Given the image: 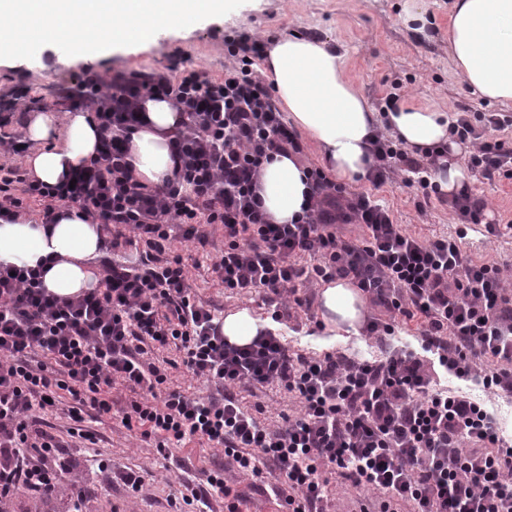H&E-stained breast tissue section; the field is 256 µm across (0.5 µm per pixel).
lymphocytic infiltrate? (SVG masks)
<instances>
[{
	"label": "lymphocytic infiltrate",
	"mask_w": 512,
	"mask_h": 512,
	"mask_svg": "<svg viewBox=\"0 0 512 512\" xmlns=\"http://www.w3.org/2000/svg\"><path fill=\"white\" fill-rule=\"evenodd\" d=\"M267 44L246 30L225 36L220 78L201 69L116 73L94 112L102 131L97 157L71 181L49 186L11 168L0 174L1 221L36 201L42 223L76 206L103 233L99 285L70 299L48 293L43 269L0 267V510L65 486L84 494L67 444L38 422L65 395L75 423L70 437L92 440L81 424L87 414H111L119 381L136 395L125 427L155 438L163 455L195 438L222 450L239 474L260 481L271 468L282 512H325L329 468L354 488L384 494V512L399 502L413 512H512V437L486 403L439 382L445 371L512 396V297L503 271L466 257L455 237L406 232L373 191L399 168L417 178V210L434 198L487 235H499L500 226L484 223L486 204L472 190L449 198L440 192L432 180L438 153L409 156L382 133L371 148L372 191H348L311 164L302 215L275 223L258 194L262 166L275 153L303 155L304 145L254 68ZM147 97L172 101L183 115L173 175L156 186L138 181L128 161L131 131L149 124ZM509 125L512 116L464 109L450 128L472 142L468 166L483 179L512 177V149L485 134ZM174 224L186 241L199 239V225H222L213 274L227 290L261 293L274 321L290 306L309 308L299 289L349 279L374 304L416 322L422 353L310 357L268 329L249 344L228 343L214 309L192 294L183 256L169 252ZM138 246L145 253L137 262L121 256ZM153 343L175 345L188 373L221 386L223 395L168 388L166 374L141 359ZM271 385L300 404L278 430L262 425L236 394ZM213 493L224 512H242V496L218 470L181 500L205 506Z\"/></svg>",
	"instance_id": "1"
}]
</instances>
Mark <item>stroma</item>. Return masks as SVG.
I'll return each mask as SVG.
<instances>
[{"label": "stroma", "instance_id": "35a3bbf8", "mask_svg": "<svg viewBox=\"0 0 512 512\" xmlns=\"http://www.w3.org/2000/svg\"><path fill=\"white\" fill-rule=\"evenodd\" d=\"M426 6V30L421 34L403 23L404 0H245L225 16L200 21L192 31H160L156 45L137 54L116 51L76 60L58 47L46 45L34 59L0 65V100L12 104L8 112L0 114V139L24 135L25 111L32 108L34 97H41L43 107L53 109L56 115H65L68 107L62 101L63 89L74 88L88 72L108 82L119 71H162L170 55L176 53L185 65L223 76L224 37L238 30L275 39L299 33L336 45L348 76L376 109L387 94L394 93L452 115L463 106L472 112L512 114L511 103L489 102L474 95L454 69L448 55L451 0H426ZM404 179V172L399 171L380 188L368 182L361 183L360 188L374 191L409 233L422 237L462 235L464 252L476 261L498 263L503 269V286L512 292V230L506 228L501 236L486 237L476 226L462 223L448 205L436 201L426 213H418L416 190L406 186ZM469 186L486 201L488 222L505 226L512 222V179L490 182L474 175ZM207 232V246L193 241L173 245L174 252L192 255L200 262L190 271L194 293L212 305L220 317L246 309L255 318H270L271 308L258 294L226 292L211 273L212 262L224 249V231L215 224ZM320 290L317 283L307 288L305 294L313 302L310 312L298 313L289 321L285 337L291 349L309 356L339 351L363 360L380 357L381 346L366 336L334 338L315 330L312 318L320 313ZM146 359L165 370L169 386L200 395L216 390L214 384L185 373L175 348H151ZM132 398L123 384H114L111 415L86 422L89 430L97 432V443L76 444L70 450L76 472L91 486L81 503H74L65 492L48 503L21 497L9 512H170L169 501L180 496L185 482H204L207 471L219 464L230 485L244 495L245 512H279L273 494L264 492L254 479L236 474L234 468L226 466L223 454L207 443L188 440L172 447L170 457L158 454L155 440L142 438L138 430L127 429L122 423ZM242 399L247 406L258 407V419L274 429L285 426L288 416L298 409L292 394L278 386L243 392ZM103 460L111 461V472H100L98 464ZM127 468L142 476L139 493L129 491L116 477L118 471ZM325 475L330 512H378L380 495L357 491L334 470H326Z\"/></svg>", "mask_w": 512, "mask_h": 512}]
</instances>
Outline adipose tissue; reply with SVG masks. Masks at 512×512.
Listing matches in <instances>:
<instances>
[{
    "label": "adipose tissue",
    "instance_id": "obj_1",
    "mask_svg": "<svg viewBox=\"0 0 512 512\" xmlns=\"http://www.w3.org/2000/svg\"><path fill=\"white\" fill-rule=\"evenodd\" d=\"M449 53L457 72L479 97L502 104L512 102V0H453ZM273 82L277 104L289 122L314 143L323 166L337 181L356 185L366 181L369 140L380 122L411 149L428 153L448 148L432 173L441 191L456 194L469 174L460 161L467 147L449 132L447 113L402 100L386 119H379L363 92L346 73L335 46L316 37L287 35L275 41L263 60ZM150 126L131 135L130 155L135 177L157 185L173 171L170 140L180 122L167 100L144 104ZM31 148L25 165L31 179L53 186L89 164L97 155L101 131L90 112L68 113L65 124L37 110L26 118ZM308 188L304 167L295 155L265 163L260 196L275 223H290L301 213ZM101 245L97 225L71 207L50 227L19 216L0 221V265L36 266L57 256L43 278L49 293L66 299L97 287L92 263ZM322 321L329 332L358 334L366 315L362 292L339 280L320 292Z\"/></svg>",
    "mask_w": 512,
    "mask_h": 512
}]
</instances>
